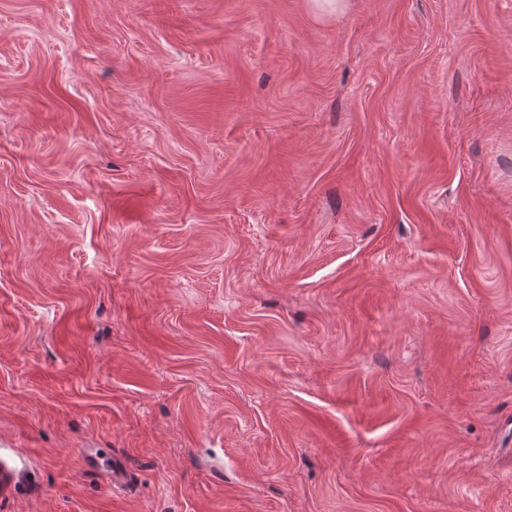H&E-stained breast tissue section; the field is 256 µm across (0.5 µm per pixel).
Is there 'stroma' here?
Returning <instances> with one entry per match:
<instances>
[{
	"mask_svg": "<svg viewBox=\"0 0 512 512\" xmlns=\"http://www.w3.org/2000/svg\"><path fill=\"white\" fill-rule=\"evenodd\" d=\"M1 461L0 512H512V0H0Z\"/></svg>",
	"mask_w": 512,
	"mask_h": 512,
	"instance_id": "obj_1",
	"label": "stroma"
}]
</instances>
